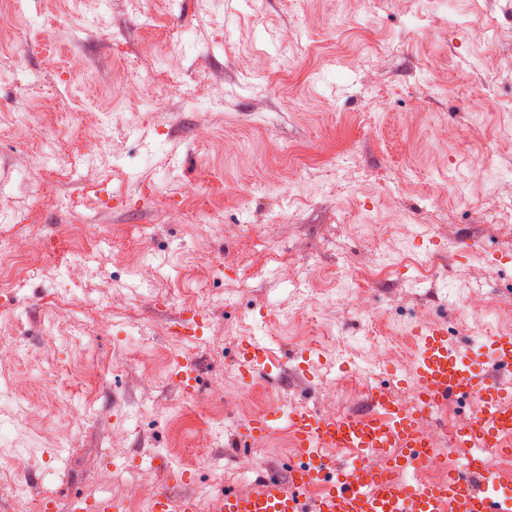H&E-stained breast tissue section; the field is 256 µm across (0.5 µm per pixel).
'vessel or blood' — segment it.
I'll use <instances>...</instances> for the list:
<instances>
[{
  "label": "vessel or blood",
  "instance_id": "b4317fda",
  "mask_svg": "<svg viewBox=\"0 0 512 512\" xmlns=\"http://www.w3.org/2000/svg\"><path fill=\"white\" fill-rule=\"evenodd\" d=\"M415 398L395 400L383 385L367 393V409L334 420L306 406L258 413L240 429L244 442L284 426L294 448L288 478L265 477L248 493L225 491L223 512H512V479L482 465L489 448L512 446V332L461 342L447 329L415 330ZM243 381L272 380L278 363L259 337L242 343L237 358ZM173 376L185 394L198 385L195 365L177 363ZM479 400L480 409L456 423L450 442L465 453L463 465L438 483L416 481L422 464L440 451L420 425L448 401ZM373 458L384 459L380 468ZM149 512H197L193 498H152Z\"/></svg>",
  "mask_w": 512,
  "mask_h": 512
}]
</instances>
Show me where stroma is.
<instances>
[{
  "label": "stroma",
  "instance_id": "obj_1",
  "mask_svg": "<svg viewBox=\"0 0 512 512\" xmlns=\"http://www.w3.org/2000/svg\"><path fill=\"white\" fill-rule=\"evenodd\" d=\"M510 123L512 0H25L0 29V238L41 271L0 299V340L22 345L0 377L26 379L25 457L0 480L90 512L109 464L135 465L145 496L204 487L199 512H220L225 490L257 484L237 452L249 386L234 364L252 336L281 363L278 386L249 387L268 411L364 409L340 380L350 365L412 400L415 326L462 341L512 330V140L498 137ZM48 151L68 169L43 164ZM35 169L38 191L23 179ZM75 224L99 240L81 264ZM408 255L431 260L429 275L414 280ZM315 271L333 300L299 311L290 284ZM369 271L361 315L347 283ZM145 285L138 326L158 350L209 302L200 343L178 353L199 371L193 396L119 347ZM480 295L498 315L459 313ZM375 333L393 338L387 364ZM90 358L106 365L94 377ZM217 381L224 417L197 432ZM71 409L87 413L81 432Z\"/></svg>",
  "mask_w": 512,
  "mask_h": 512
}]
</instances>
